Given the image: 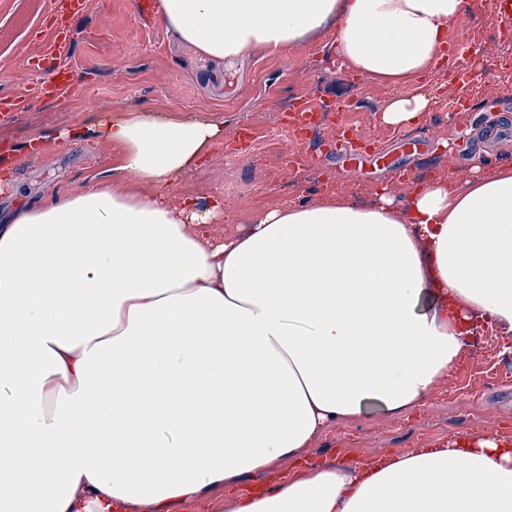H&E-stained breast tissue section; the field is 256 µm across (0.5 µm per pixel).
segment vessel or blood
I'll use <instances>...</instances> for the list:
<instances>
[{"instance_id": "b4317fda", "label": "vessel or blood", "mask_w": 512, "mask_h": 512, "mask_svg": "<svg viewBox=\"0 0 512 512\" xmlns=\"http://www.w3.org/2000/svg\"><path fill=\"white\" fill-rule=\"evenodd\" d=\"M90 5L91 0H48L46 11L50 19L36 26L41 51L27 62L31 80L22 93L0 99V116L12 117L47 99L64 103L81 91L79 76L72 66L78 42L74 23L88 12ZM449 76L459 88V95L452 104L457 110L470 102L471 90L482 74L459 65L451 69ZM316 111L314 102L299 100L293 110L284 113L281 124L294 133H301ZM333 144L336 152L350 159L384 153L379 145L360 140L354 128L345 122L339 123Z\"/></svg>"}]
</instances>
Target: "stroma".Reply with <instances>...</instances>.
<instances>
[{
  "label": "stroma",
  "mask_w": 512,
  "mask_h": 512,
  "mask_svg": "<svg viewBox=\"0 0 512 512\" xmlns=\"http://www.w3.org/2000/svg\"><path fill=\"white\" fill-rule=\"evenodd\" d=\"M43 2L0 0V96L19 93L28 84L25 60L38 49L31 29ZM488 11L485 5L469 10L448 33L450 41L466 46L473 34H480L481 52L472 61L486 73L482 94L468 111H449L456 86L447 69H437L423 80L431 98L427 112L419 122L400 129L381 119L395 88L353 74L337 62L330 48L336 22L284 51L259 50L221 60L205 56L163 24H141L130 0H96L77 22L82 37L72 64L84 81L83 94L64 104L44 102L0 122V142L9 143L14 155L12 166L0 167V180L13 181L12 189L0 194V207L66 197L82 190L93 174L116 165L111 144L101 139L60 142L41 153L33 143L34 136L44 132L95 125L106 112L223 116V138L194 172L169 189L176 203L188 196L204 205L214 195H223L226 219L209 227L216 236L237 233L259 210L288 201L334 194L364 203L385 186L403 199L410 184L401 180V173L462 177L476 153L493 164L512 163V137L484 135L489 127H512V79L498 68L505 47L497 30L483 27ZM291 95L318 101L365 99V106L350 112L348 119L363 138L384 144V156L355 162L328 152L326 145L336 129L332 122L312 138L289 136L278 114L283 99ZM242 125L254 132L253 141L245 145L233 139ZM293 152L314 157L310 170L288 172L282 159ZM499 363L498 357L467 346L460 362L405 416L370 407L358 420L318 435L306 449L303 464H333L346 448L369 462L391 453L444 446L462 434L512 438V378L485 375Z\"/></svg>",
  "instance_id": "obj_1"
}]
</instances>
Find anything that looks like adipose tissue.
<instances>
[{
    "instance_id": "adipose-tissue-1",
    "label": "adipose tissue",
    "mask_w": 512,
    "mask_h": 512,
    "mask_svg": "<svg viewBox=\"0 0 512 512\" xmlns=\"http://www.w3.org/2000/svg\"><path fill=\"white\" fill-rule=\"evenodd\" d=\"M466 0H160L203 53L284 50L338 26L340 63L392 86L445 57ZM223 120L106 117L120 158L76 194L0 212V512H512V441L464 436L372 462L252 476L374 404L400 416L462 356L470 317L512 333V165L402 207L263 210L214 240L217 200L171 203ZM434 301L427 311L419 303ZM228 497L224 488H217L206 499L177 504L171 512H229Z\"/></svg>"
}]
</instances>
